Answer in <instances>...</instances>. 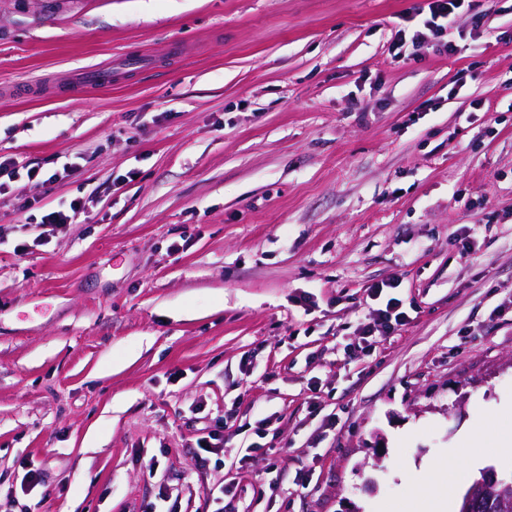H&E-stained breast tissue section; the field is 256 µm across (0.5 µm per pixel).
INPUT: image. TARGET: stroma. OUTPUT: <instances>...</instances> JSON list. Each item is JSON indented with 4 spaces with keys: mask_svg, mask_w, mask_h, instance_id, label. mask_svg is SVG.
Returning a JSON list of instances; mask_svg holds the SVG:
<instances>
[{
    "mask_svg": "<svg viewBox=\"0 0 512 512\" xmlns=\"http://www.w3.org/2000/svg\"><path fill=\"white\" fill-rule=\"evenodd\" d=\"M426 4L0 0V157L39 171L0 180V512H407L399 467L454 479L512 399V0L393 59ZM390 278L407 324L350 354ZM396 38L395 42L393 43V57L395 59L401 58H409L410 56L416 55V49L419 44V38L422 33L420 31H414L412 35L409 33V29L406 27H400L396 31ZM412 47V52L409 54H406L409 47ZM224 447V434L208 432L207 435L197 439L193 449L195 456L202 462L206 463L209 458L208 454H213L217 448Z\"/></svg>",
    "mask_w": 512,
    "mask_h": 512,
    "instance_id": "obj_1",
    "label": "stroma"
}]
</instances>
